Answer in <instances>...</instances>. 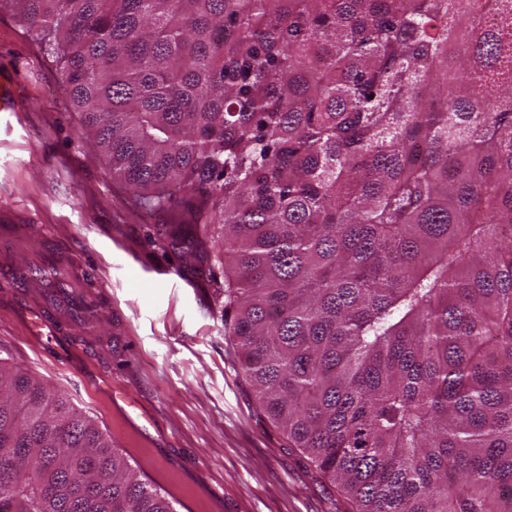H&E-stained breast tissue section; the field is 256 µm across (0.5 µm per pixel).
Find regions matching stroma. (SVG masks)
<instances>
[{"label": "stroma", "instance_id": "1", "mask_svg": "<svg viewBox=\"0 0 512 512\" xmlns=\"http://www.w3.org/2000/svg\"><path fill=\"white\" fill-rule=\"evenodd\" d=\"M0 72L23 88L0 113V207L28 226L13 260L58 255L84 296H107L95 322L53 351L21 328L26 304L0 282V366L35 376L92 418L175 512H328L336 488L289 448L259 408L224 335V310L203 279L177 274L160 245L162 217L136 211L87 141L55 58L0 12ZM139 397L131 423L95 380Z\"/></svg>", "mask_w": 512, "mask_h": 512}]
</instances>
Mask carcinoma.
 <instances>
[{
    "instance_id": "1",
    "label": "carcinoma",
    "mask_w": 512,
    "mask_h": 512,
    "mask_svg": "<svg viewBox=\"0 0 512 512\" xmlns=\"http://www.w3.org/2000/svg\"><path fill=\"white\" fill-rule=\"evenodd\" d=\"M260 408L355 512H512V0H0ZM0 512H174L0 366Z\"/></svg>"
}]
</instances>
